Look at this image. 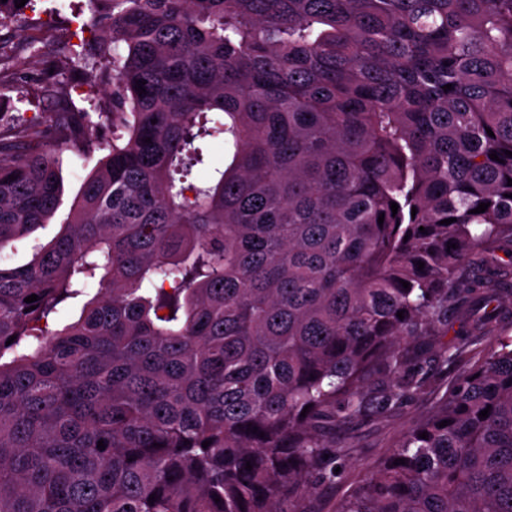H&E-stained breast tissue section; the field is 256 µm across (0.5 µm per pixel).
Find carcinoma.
<instances>
[{
  "label": "carcinoma",
  "instance_id": "1",
  "mask_svg": "<svg viewBox=\"0 0 512 512\" xmlns=\"http://www.w3.org/2000/svg\"><path fill=\"white\" fill-rule=\"evenodd\" d=\"M88 4L69 60L106 103L0 115V249L56 212L64 151H107L56 239L0 264V512H312L355 448L319 423L450 363L336 512H512V0Z\"/></svg>",
  "mask_w": 512,
  "mask_h": 512
}]
</instances>
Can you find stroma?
I'll use <instances>...</instances> for the list:
<instances>
[{
    "label": "stroma",
    "instance_id": "stroma-1",
    "mask_svg": "<svg viewBox=\"0 0 512 512\" xmlns=\"http://www.w3.org/2000/svg\"><path fill=\"white\" fill-rule=\"evenodd\" d=\"M87 8V0H36L35 14L41 19L40 26L26 30L23 37L19 38L22 50L17 53L13 64L0 65V84L14 89L9 105L13 132L26 130L44 113L66 102L85 108L90 101L104 100L103 89L87 91L80 87L78 75L69 71L63 74L61 86L51 94L44 93L41 86L31 79L33 72L41 68L44 55L53 52L58 42L93 40V33L81 29L89 16ZM31 39L36 42L32 49L26 46ZM101 157L98 151L87 156L72 152L62 154L60 164L63 192L58 210L46 224L37 227L29 239L12 242L1 249L0 263L13 266L25 264L32 257L30 241L45 243L58 234L79 198L86 179ZM433 401L434 397L430 393L420 394L407 406L388 411L380 418L360 423L349 430L348 435L357 450L351 463L342 469L333 484L319 486L315 497L318 512H336L339 503L361 479L363 463L389 452L408 423L427 412Z\"/></svg>",
    "mask_w": 512,
    "mask_h": 512
}]
</instances>
